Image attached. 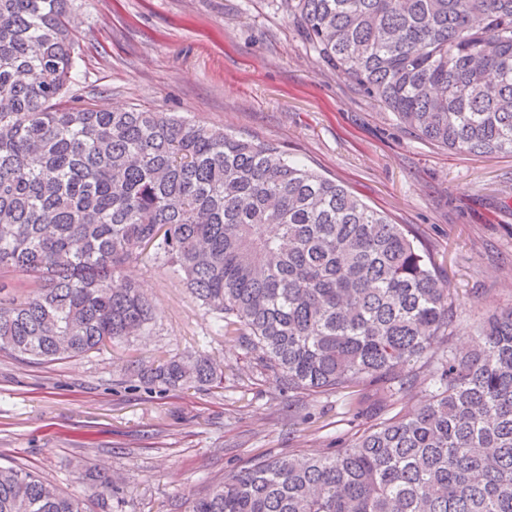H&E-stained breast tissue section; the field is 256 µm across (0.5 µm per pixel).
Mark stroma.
Instances as JSON below:
<instances>
[{
    "label": "stroma",
    "instance_id": "35a3bbf8",
    "mask_svg": "<svg viewBox=\"0 0 512 512\" xmlns=\"http://www.w3.org/2000/svg\"><path fill=\"white\" fill-rule=\"evenodd\" d=\"M77 98L171 112L281 146L392 223L413 225L461 305L453 344L512 306V154L419 139L306 50L279 0H74ZM130 277L155 307L149 333L101 352L29 363L0 352V465L30 468L91 512H186L258 456L320 453L357 429L336 395L277 394L172 268ZM224 367L220 389L137 377L172 356ZM243 382H236V375ZM116 480L104 502L100 476Z\"/></svg>",
    "mask_w": 512,
    "mask_h": 512
}]
</instances>
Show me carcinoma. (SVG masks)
<instances>
[{
    "label": "carcinoma",
    "mask_w": 512,
    "mask_h": 512,
    "mask_svg": "<svg viewBox=\"0 0 512 512\" xmlns=\"http://www.w3.org/2000/svg\"><path fill=\"white\" fill-rule=\"evenodd\" d=\"M310 52L449 150L512 153V0H282ZM70 0H0V351L53 361L149 331L126 267L173 268L282 391L370 388L417 411L356 417L321 454L262 457L188 512H512V306L449 347L456 294L411 227L270 141L137 108L65 105ZM148 378L221 388L212 362ZM0 512H89L0 466Z\"/></svg>",
    "instance_id": "cac0c4a2"
}]
</instances>
